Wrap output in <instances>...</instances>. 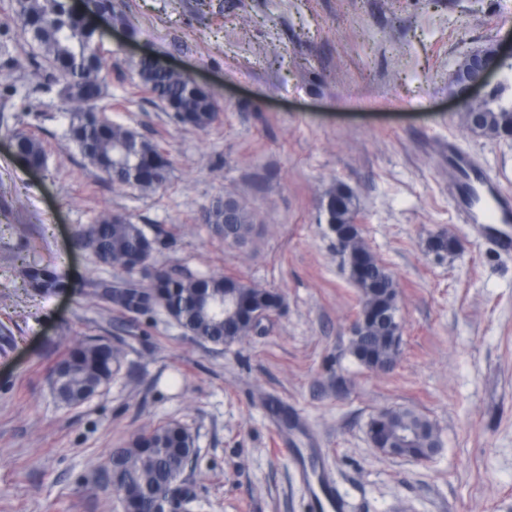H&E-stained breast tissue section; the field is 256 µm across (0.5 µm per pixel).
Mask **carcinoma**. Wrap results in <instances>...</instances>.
Returning a JSON list of instances; mask_svg holds the SVG:
<instances>
[{"label":"carcinoma","instance_id":"cac0c4a2","mask_svg":"<svg viewBox=\"0 0 512 512\" xmlns=\"http://www.w3.org/2000/svg\"><path fill=\"white\" fill-rule=\"evenodd\" d=\"M16 12L25 31L32 35L31 47L53 71L57 94L69 118L68 139L82 158L117 185L127 184L126 173L138 174L136 186L148 190L163 186L169 178L170 163L156 144L131 139L133 129L114 123L98 113L105 96L100 77L102 57L91 52L96 44V28L91 18L112 14V0H90L77 12L70 0H16ZM141 84L170 112L174 119L199 131L216 121L212 93L191 84L176 73L158 70L146 58L136 64ZM512 82L503 80L490 89L480 106L485 118L484 135L512 137ZM14 153L28 166H40L46 153L33 135L18 131L13 135ZM354 193L342 183L329 192L327 224L339 245V254L349 277L360 292L359 320L363 331L352 340V353L364 366L378 370L395 364L400 346L393 336L401 327L398 292L391 273L361 242L359 227L353 222ZM230 223L232 233L224 241L242 245L253 224L246 207L233 197L217 200L206 213L213 230ZM81 246L104 265L119 266L127 274L130 288L112 293V285L101 283V297L131 313L145 314L157 307L172 312L179 326L214 344L232 343L254 330L253 314L263 310L271 315L282 306L272 290L256 288L235 278H182L165 269L145 273L155 242L133 217L113 212L101 215L78 232ZM26 284L38 294H51L65 287L52 264L33 265L25 270ZM227 298L233 312L216 314L211 303ZM123 351L104 337L84 339L70 345L57 367L64 382L56 396L68 405L84 403L88 397L112 381ZM368 437L376 448H389L419 462L430 460L441 447L435 425L410 409H384L368 423ZM196 449L183 426L168 422L134 434L126 445L112 452L109 467L119 473L112 488L120 495L123 512H150L164 506L176 473L186 469Z\"/></svg>","mask_w":512,"mask_h":512}]
</instances>
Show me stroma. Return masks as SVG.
Listing matches in <instances>:
<instances>
[{
	"label": "stroma",
	"instance_id": "obj_1",
	"mask_svg": "<svg viewBox=\"0 0 512 512\" xmlns=\"http://www.w3.org/2000/svg\"><path fill=\"white\" fill-rule=\"evenodd\" d=\"M103 101L171 161L156 190L113 184L65 137L48 66L31 63L14 0H0V512H123L105 478L113 449L180 423L197 450L181 512H317L295 451L311 448L347 512H512V254L460 223L448 144L512 192V139L472 132L450 100L458 60L512 47V0H113L98 19ZM151 57L207 86V131L178 124L142 87ZM43 142L44 165L13 156L10 136ZM355 194V222L393 274L403 319L389 372L351 353L360 310L326 221L327 191ZM231 195L253 217L225 245L205 222ZM124 211L159 245L152 263L182 276L234 274L284 306L246 338L191 336L164 309L133 314L100 300L121 282L77 241ZM437 234L454 243L429 251ZM55 264L67 288L40 296L27 264ZM108 337L125 351L112 382L78 407L51 374L67 344ZM287 427L269 417L270 401ZM384 408L427 416L442 446L425 463L384 454L366 435Z\"/></svg>",
	"mask_w": 512,
	"mask_h": 512
}]
</instances>
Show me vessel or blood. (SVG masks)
<instances>
[{"instance_id":"obj_1","label":"vessel or blood","mask_w":512,"mask_h":512,"mask_svg":"<svg viewBox=\"0 0 512 512\" xmlns=\"http://www.w3.org/2000/svg\"><path fill=\"white\" fill-rule=\"evenodd\" d=\"M448 179L452 182L458 210L465 223L489 226L499 248L512 251V194L503 190L496 175L456 147L448 149ZM296 464L308 481L319 512H345L344 498L327 475L312 472L308 454H299Z\"/></svg>"}]
</instances>
